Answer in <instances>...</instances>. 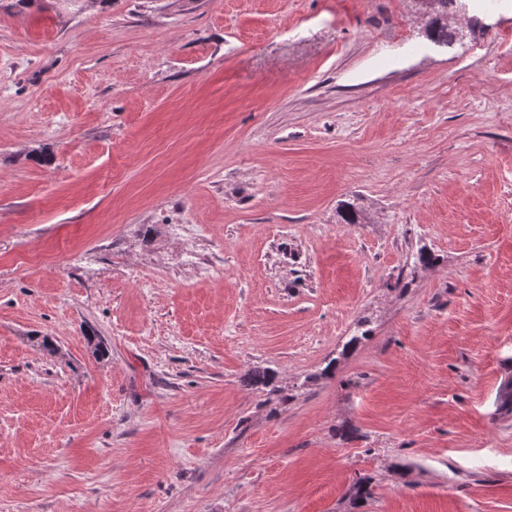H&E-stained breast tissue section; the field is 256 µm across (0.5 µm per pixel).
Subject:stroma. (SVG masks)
I'll return each mask as SVG.
<instances>
[{"instance_id": "obj_1", "label": "stroma", "mask_w": 512, "mask_h": 512, "mask_svg": "<svg viewBox=\"0 0 512 512\" xmlns=\"http://www.w3.org/2000/svg\"><path fill=\"white\" fill-rule=\"evenodd\" d=\"M465 4L0 0V512H512V0ZM462 0H423V3L428 9L426 12L427 16H432L434 8L437 3L436 12L434 17L430 19L425 25V35L431 41L438 43H448V6H455L456 3Z\"/></svg>"}]
</instances>
